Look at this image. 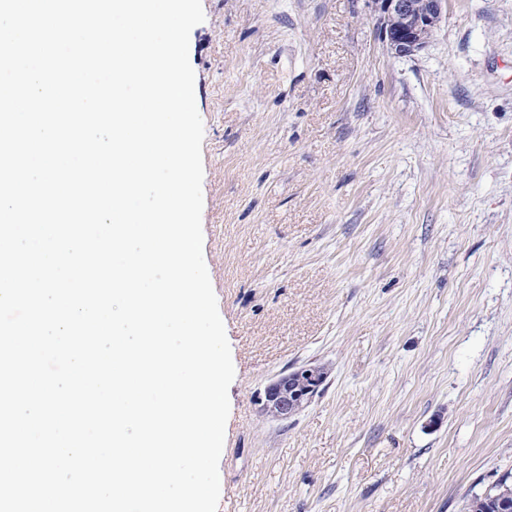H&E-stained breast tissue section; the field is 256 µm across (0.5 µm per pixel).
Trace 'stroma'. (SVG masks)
<instances>
[{
  "label": "stroma",
  "instance_id": "35a3bbf8",
  "mask_svg": "<svg viewBox=\"0 0 512 512\" xmlns=\"http://www.w3.org/2000/svg\"><path fill=\"white\" fill-rule=\"evenodd\" d=\"M220 512H465L512 472V0L409 57L370 0H202ZM329 376L276 420L265 387Z\"/></svg>",
  "mask_w": 512,
  "mask_h": 512
}]
</instances>
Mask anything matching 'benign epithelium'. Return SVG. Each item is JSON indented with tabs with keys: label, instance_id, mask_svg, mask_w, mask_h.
Segmentation results:
<instances>
[{
	"label": "benign epithelium",
	"instance_id": "benign-epithelium-1",
	"mask_svg": "<svg viewBox=\"0 0 512 512\" xmlns=\"http://www.w3.org/2000/svg\"><path fill=\"white\" fill-rule=\"evenodd\" d=\"M378 29L397 56H412L429 43L441 21L446 0H369ZM327 379L320 364H305L277 375L266 387L265 406L274 417L286 420L305 408Z\"/></svg>",
	"mask_w": 512,
	"mask_h": 512
}]
</instances>
